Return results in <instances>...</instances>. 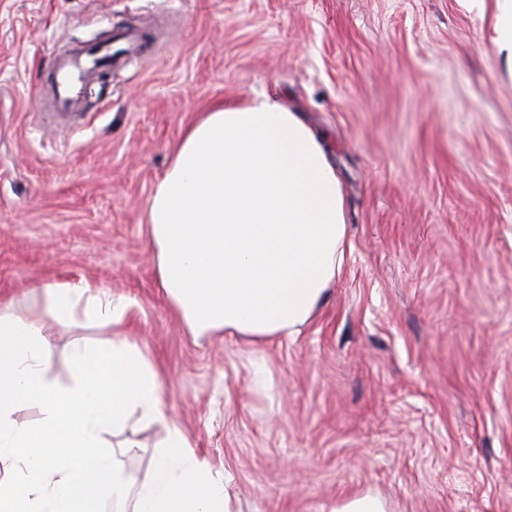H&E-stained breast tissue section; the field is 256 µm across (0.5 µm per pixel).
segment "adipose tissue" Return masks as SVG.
Returning <instances> with one entry per match:
<instances>
[{"mask_svg":"<svg viewBox=\"0 0 512 512\" xmlns=\"http://www.w3.org/2000/svg\"><path fill=\"white\" fill-rule=\"evenodd\" d=\"M322 132L278 96L218 103L189 124L147 201L169 304L192 335L291 336L326 300L351 248ZM40 317L0 306V512H97L121 490L109 439L137 425L167 436L129 512H231L225 482L193 460L151 363L121 335L74 344L67 380L51 370V327L121 325L128 307L80 281L32 282ZM37 403L40 420L17 414Z\"/></svg>","mask_w":512,"mask_h":512,"instance_id":"obj_1","label":"adipose tissue"}]
</instances>
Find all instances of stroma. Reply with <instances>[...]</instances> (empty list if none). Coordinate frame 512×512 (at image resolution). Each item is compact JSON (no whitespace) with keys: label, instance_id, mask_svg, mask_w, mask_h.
<instances>
[{"label":"stroma","instance_id":"obj_1","mask_svg":"<svg viewBox=\"0 0 512 512\" xmlns=\"http://www.w3.org/2000/svg\"><path fill=\"white\" fill-rule=\"evenodd\" d=\"M497 0H0V301L32 278L125 298L233 512H512V71ZM140 30L66 120L56 59ZM281 95L326 134L352 252L299 333L193 336L165 299L146 205L183 128ZM57 328L52 369L79 337ZM166 436L138 431L129 489ZM332 512H389L387 503L381 497L363 493L345 499Z\"/></svg>","mask_w":512,"mask_h":512}]
</instances>
